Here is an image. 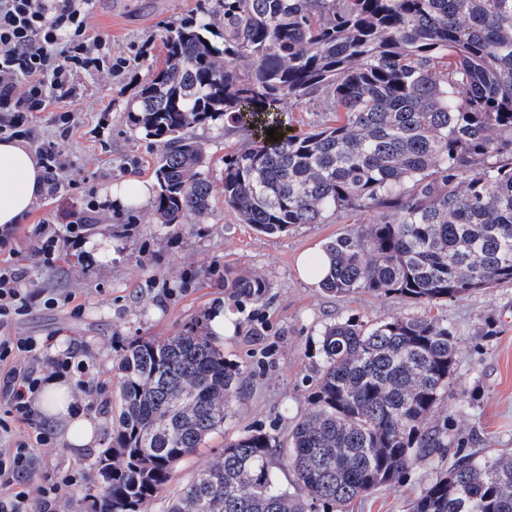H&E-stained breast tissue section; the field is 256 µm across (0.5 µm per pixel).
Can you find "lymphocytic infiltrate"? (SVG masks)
<instances>
[{"label": "lymphocytic infiltrate", "instance_id": "1", "mask_svg": "<svg viewBox=\"0 0 512 512\" xmlns=\"http://www.w3.org/2000/svg\"><path fill=\"white\" fill-rule=\"evenodd\" d=\"M88 0H0V140L33 148L43 169L40 198L52 202L74 190L61 149L78 124L71 105L82 95L79 77L108 72L121 75L130 66L112 54L104 37L87 35ZM47 117L51 137L37 130ZM104 204L84 195L64 225L49 220L30 225L0 226V512H56L65 492L83 473L69 470L37 482L32 451L47 447L43 428L34 424V403L49 376L76 377L91 392L94 361L84 348H68L48 358L31 336L17 334L15 325L35 307L52 309L73 304L75 294L28 288V273L16 264L18 242L27 239L35 264L56 269L62 257L80 247L101 220Z\"/></svg>", "mask_w": 512, "mask_h": 512}]
</instances>
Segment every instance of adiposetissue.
I'll use <instances>...</instances> for the list:
<instances>
[{
	"mask_svg": "<svg viewBox=\"0 0 512 512\" xmlns=\"http://www.w3.org/2000/svg\"><path fill=\"white\" fill-rule=\"evenodd\" d=\"M41 176L35 155L22 143L0 141V225L21 223L30 214L38 199ZM37 406L53 420L61 441L68 446L96 447V429L74 405L65 378L49 379L37 398Z\"/></svg>",
	"mask_w": 512,
	"mask_h": 512,
	"instance_id": "adipose-tissue-1",
	"label": "adipose tissue"
}]
</instances>
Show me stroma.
Returning <instances> with one entry per match:
<instances>
[{"mask_svg": "<svg viewBox=\"0 0 512 512\" xmlns=\"http://www.w3.org/2000/svg\"><path fill=\"white\" fill-rule=\"evenodd\" d=\"M201 0H92L87 14L89 35L112 42L113 52L131 58L122 76L83 78V94L72 108L78 125L63 149L68 176L79 190H94L108 200L111 184L133 176L153 182L160 150L131 123L126 112L142 83L160 67L167 31L194 17ZM103 135L92 137L99 118ZM209 161L214 203L175 226L161 224L151 204L125 209L123 218L104 216L98 233L112 237L109 262L85 263L71 256L53 271L34 267L22 254L33 287L74 292L82 308L34 309L17 333L38 340L86 346L100 371V391L75 392L83 412L98 424L96 449L78 452L60 441L34 449L39 477L68 468L89 470L99 450L112 445V424L119 402L118 363L124 349L141 338L175 336L208 320L215 302L224 305L231 332L220 339L227 362L239 369L238 389L227 407L223 430L178 463L167 486L146 505L165 512L167 502L197 471L218 456L225 442L251 431L275 437L311 410L308 396L322 360L318 341L324 328L354 315L372 323L385 315L430 314L448 321L459 339L451 378V395L436 416L448 421L464 449L478 454L512 452V285L475 292L434 306L375 297L366 293L338 298L303 281L298 258L339 234L372 222L371 214H352L326 224H299L268 235L238 223L224 206V156L243 145L245 136L223 122L192 129ZM133 217L134 225L123 222ZM257 274L271 283L263 304L251 314L236 312L224 291V269ZM264 326L260 338L248 336V316ZM451 453L415 461L400 483L352 502L349 512H409L410 504L440 472Z\"/></svg>", "mask_w": 512, "mask_h": 512, "instance_id": "stroma-1", "label": "stroma"}]
</instances>
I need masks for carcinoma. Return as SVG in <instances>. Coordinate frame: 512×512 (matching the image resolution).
I'll use <instances>...</instances> for the list:
<instances>
[{
    "mask_svg": "<svg viewBox=\"0 0 512 512\" xmlns=\"http://www.w3.org/2000/svg\"><path fill=\"white\" fill-rule=\"evenodd\" d=\"M162 66L130 121L162 143L155 214L181 224L212 201L197 125L248 141L224 156V205L265 234L333 215L378 220L327 242L322 290L418 304L512 283V0H215L167 32ZM318 101L304 135L283 105ZM276 127L278 141L267 136ZM241 305L271 285L224 269ZM312 410L278 441L224 444L168 512H336L451 448L431 422L448 396L458 338L428 315L349 316L325 327ZM112 447L91 464L84 512H143L173 468L224 428L239 370L201 330L139 340L120 358ZM289 449L300 493L275 480ZM411 512H512V453H454Z\"/></svg>",
    "mask_w": 512,
    "mask_h": 512,
    "instance_id": "1",
    "label": "carcinoma"
}]
</instances>
